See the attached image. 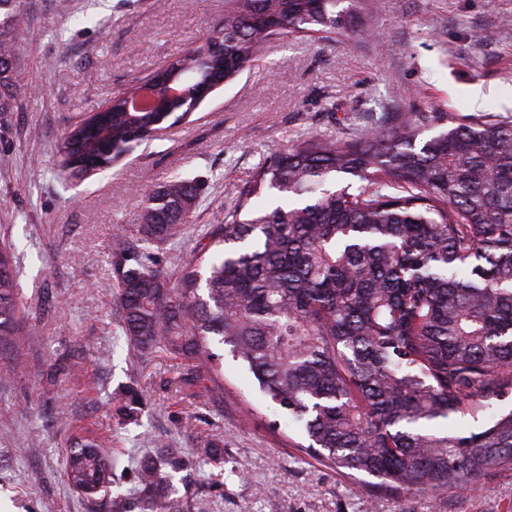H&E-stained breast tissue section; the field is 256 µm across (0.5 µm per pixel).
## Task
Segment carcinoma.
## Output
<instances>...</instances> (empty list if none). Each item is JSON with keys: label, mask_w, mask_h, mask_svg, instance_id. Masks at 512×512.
<instances>
[{"label": "carcinoma", "mask_w": 512, "mask_h": 512, "mask_svg": "<svg viewBox=\"0 0 512 512\" xmlns=\"http://www.w3.org/2000/svg\"><path fill=\"white\" fill-rule=\"evenodd\" d=\"M23 0H0V113L23 99L16 49ZM367 0H224V26L156 74L184 81L167 112H133L135 84L74 127L61 174L101 170L229 83L284 36L369 28ZM357 178L365 187L351 190ZM201 199L194 181L147 189L138 238L112 241L125 335L138 354L201 362L228 347L270 402L300 426L304 452L383 493L476 487L512 465V122L490 114L381 112L341 140L308 136L257 164L217 242L184 263L180 287L154 269ZM16 260L0 248V359L17 351ZM487 416L469 434L433 423ZM174 456L137 468L141 512H183ZM69 485L106 476L112 459L71 450Z\"/></svg>", "instance_id": "carcinoma-1"}]
</instances>
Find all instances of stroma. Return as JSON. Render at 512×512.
I'll return each mask as SVG.
<instances>
[{
    "label": "stroma",
    "mask_w": 512,
    "mask_h": 512,
    "mask_svg": "<svg viewBox=\"0 0 512 512\" xmlns=\"http://www.w3.org/2000/svg\"><path fill=\"white\" fill-rule=\"evenodd\" d=\"M375 34L288 37L190 116L94 175L63 180L65 133L224 23V0H24L19 70L28 96L0 114V247L16 256L24 336L0 360V512H112L144 459L174 476L187 512H512V466L475 489L380 496L298 450L302 437L247 369L211 343L209 363L135 356L112 267L147 188L175 176L205 191L157 251L179 280L253 168L310 135L338 139L379 112L490 113L512 121V0H371ZM483 97L474 100V88ZM133 417H125L127 395ZM222 434L224 455L205 448ZM92 442L115 482L88 497L65 458Z\"/></svg>",
    "instance_id": "1"
}]
</instances>
